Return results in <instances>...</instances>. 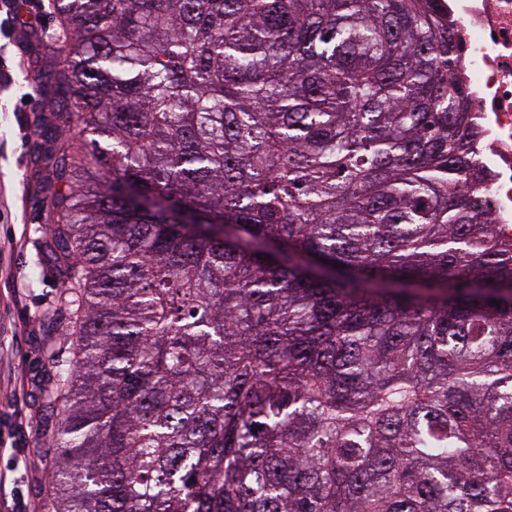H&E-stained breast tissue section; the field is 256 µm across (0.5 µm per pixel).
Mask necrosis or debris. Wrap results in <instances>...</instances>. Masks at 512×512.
Here are the masks:
<instances>
[{"mask_svg":"<svg viewBox=\"0 0 512 512\" xmlns=\"http://www.w3.org/2000/svg\"><path fill=\"white\" fill-rule=\"evenodd\" d=\"M477 121L475 181L498 232L512 238V0H448Z\"/></svg>","mask_w":512,"mask_h":512,"instance_id":"1","label":"necrosis or debris"}]
</instances>
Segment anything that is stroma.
<instances>
[{
  "instance_id": "stroma-1",
  "label": "stroma",
  "mask_w": 512,
  "mask_h": 512,
  "mask_svg": "<svg viewBox=\"0 0 512 512\" xmlns=\"http://www.w3.org/2000/svg\"><path fill=\"white\" fill-rule=\"evenodd\" d=\"M62 33L52 11L16 0L0 11V361L10 383H0V470L12 471L16 494L0 512H55L47 471L53 425L46 419L51 364L47 347H67L70 312L62 278L44 258L50 224L43 193L48 170L42 131L54 101L41 90L49 65L59 61Z\"/></svg>"
}]
</instances>
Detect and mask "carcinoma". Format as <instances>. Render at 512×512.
<instances>
[{"mask_svg": "<svg viewBox=\"0 0 512 512\" xmlns=\"http://www.w3.org/2000/svg\"><path fill=\"white\" fill-rule=\"evenodd\" d=\"M52 6L55 512H512V242L439 0Z\"/></svg>", "mask_w": 512, "mask_h": 512, "instance_id": "obj_1", "label": "carcinoma"}]
</instances>
